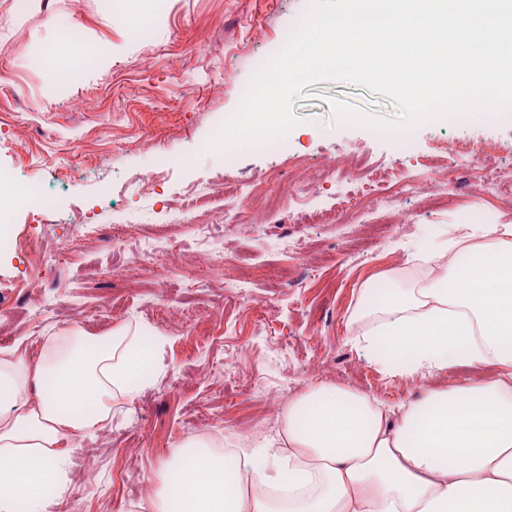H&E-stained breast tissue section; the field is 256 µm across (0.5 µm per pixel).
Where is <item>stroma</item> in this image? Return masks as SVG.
I'll return each mask as SVG.
<instances>
[{
    "mask_svg": "<svg viewBox=\"0 0 512 512\" xmlns=\"http://www.w3.org/2000/svg\"><path fill=\"white\" fill-rule=\"evenodd\" d=\"M309 0H0V168L54 197L56 208L14 213L15 248L0 251V349L36 358L43 336L70 328L102 334L130 322L166 337L162 371L111 424L73 452L63 499L47 512H141L172 446L202 432L273 437L290 398L314 381L370 392L389 404L427 389L477 384L488 372L453 365L415 380L391 376L352 341L348 317L369 276L403 265L407 252L443 241L455 224H512V117L434 120L397 151L386 133L338 125L332 102L370 116L398 114L389 96L343 82L305 87L287 152L238 150L233 165L206 144L239 105L238 95L294 30ZM149 12L146 36L132 28ZM112 42L104 65L81 69L68 95L44 65L49 29ZM205 52H197V45ZM478 156L489 181L461 190L434 221L365 224L368 201L337 170L392 159L391 179L414 186ZM177 164L160 167V156ZM303 161L320 176L313 203L281 200L275 220L251 233V209L223 198V184L275 195L278 176ZM203 196L192 217L179 214ZM235 211L237 221L224 220ZM209 225L201 243L195 224ZM292 249H285V242ZM160 244L164 260L145 247ZM228 248L218 265L200 259Z\"/></svg>",
    "mask_w": 512,
    "mask_h": 512,
    "instance_id": "1",
    "label": "stroma"
}]
</instances>
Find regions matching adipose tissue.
I'll use <instances>...</instances> for the list:
<instances>
[{
	"mask_svg": "<svg viewBox=\"0 0 512 512\" xmlns=\"http://www.w3.org/2000/svg\"><path fill=\"white\" fill-rule=\"evenodd\" d=\"M455 230L355 306L353 340L400 377L460 361L494 374L396 406L310 384L265 443L201 434L173 448L164 468L176 478L149 512H512V225ZM163 345L122 323L45 337L33 360L0 349V512H43L49 483L64 494L76 441L134 399Z\"/></svg>",
	"mask_w": 512,
	"mask_h": 512,
	"instance_id": "adipose-tissue-1",
	"label": "adipose tissue"
}]
</instances>
